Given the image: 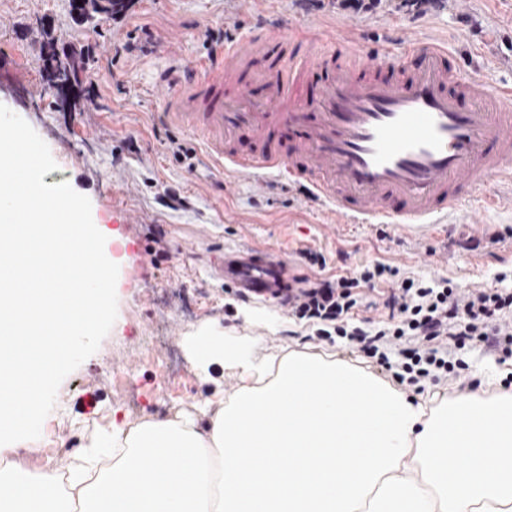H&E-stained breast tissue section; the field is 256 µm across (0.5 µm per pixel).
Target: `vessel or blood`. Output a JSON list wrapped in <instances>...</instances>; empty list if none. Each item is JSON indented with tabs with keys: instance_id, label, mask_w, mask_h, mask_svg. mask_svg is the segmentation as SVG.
<instances>
[{
	"instance_id": "vessel-or-blood-1",
	"label": "vessel or blood",
	"mask_w": 512,
	"mask_h": 512,
	"mask_svg": "<svg viewBox=\"0 0 512 512\" xmlns=\"http://www.w3.org/2000/svg\"><path fill=\"white\" fill-rule=\"evenodd\" d=\"M309 32L265 30L200 64L175 106L225 170L305 179L339 216L358 224H436L466 194L497 201L512 186V88L464 77L434 41L375 56L352 25L324 51ZM303 60L290 71V59ZM317 81L318 108L298 98ZM247 135L255 153L239 156ZM287 136L288 150L275 144ZM219 273L242 295L275 298L298 287L286 258L228 252Z\"/></svg>"
}]
</instances>
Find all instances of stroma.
<instances>
[{
  "mask_svg": "<svg viewBox=\"0 0 512 512\" xmlns=\"http://www.w3.org/2000/svg\"><path fill=\"white\" fill-rule=\"evenodd\" d=\"M354 17L370 52H399L394 29L448 49L463 72L491 71L512 86V0H365ZM119 16L86 21L71 0H0V104L46 142L58 174L87 196L104 235L118 234L125 260L117 286L118 333L61 384L40 438L12 453L23 468L46 457L67 463L104 414L132 422L150 414L201 418L212 394L186 336L208 325L247 337L256 357L326 351L389 380L408 396L512 386V359L472 344L460 378L411 381L398 352L382 365L345 340L321 339L311 321L269 301H246L216 278L212 257L236 248L285 255L309 279L335 280L362 264L398 279H447L461 288L512 290V206L472 196L429 229L408 224H337L302 182L259 189L212 163L199 135L172 115L177 86L167 75L244 40L256 27L297 28L322 37L347 17L338 0H128ZM55 38L79 65L82 98L63 106L41 79V51ZM194 151L177 157L173 144Z\"/></svg>",
  "mask_w": 512,
  "mask_h": 512,
  "instance_id": "obj_1",
  "label": "stroma"
}]
</instances>
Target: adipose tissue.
Listing matches in <instances>:
<instances>
[{
  "label": "adipose tissue",
  "instance_id": "adipose-tissue-1",
  "mask_svg": "<svg viewBox=\"0 0 512 512\" xmlns=\"http://www.w3.org/2000/svg\"><path fill=\"white\" fill-rule=\"evenodd\" d=\"M188 343L203 382L215 362L237 382L206 425L105 416L66 465L0 454V512H512V391L413 400L325 352Z\"/></svg>",
  "mask_w": 512,
  "mask_h": 512
}]
</instances>
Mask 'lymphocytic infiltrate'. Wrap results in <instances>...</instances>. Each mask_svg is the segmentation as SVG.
Instances as JSON below:
<instances>
[{
  "mask_svg": "<svg viewBox=\"0 0 512 512\" xmlns=\"http://www.w3.org/2000/svg\"><path fill=\"white\" fill-rule=\"evenodd\" d=\"M394 275L386 266L365 265L333 282L308 281L289 296L288 305L298 318L318 324L319 336L346 338L372 355L386 345H401L404 372L418 378L461 370L462 362L449 361L448 352L470 343L512 355V292L454 288L444 281L399 282ZM379 281L390 287L387 317L370 331L349 327L355 288Z\"/></svg>",
  "mask_w": 512,
  "mask_h": 512,
  "instance_id": "1",
  "label": "lymphocytic infiltrate"
}]
</instances>
